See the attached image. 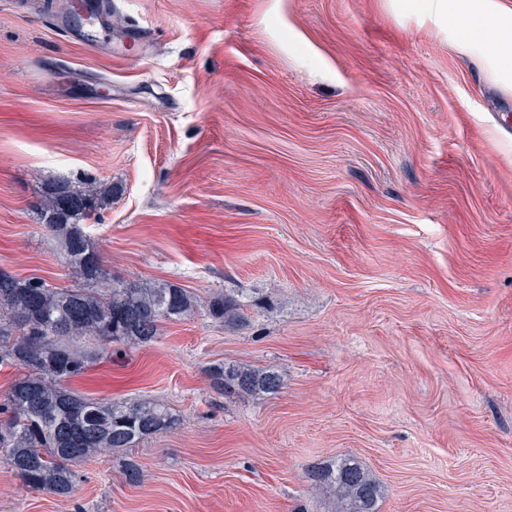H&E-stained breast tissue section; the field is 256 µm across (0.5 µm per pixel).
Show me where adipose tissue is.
<instances>
[{
  "label": "adipose tissue",
  "instance_id": "1",
  "mask_svg": "<svg viewBox=\"0 0 512 512\" xmlns=\"http://www.w3.org/2000/svg\"><path fill=\"white\" fill-rule=\"evenodd\" d=\"M430 14L446 21L456 32V45L469 51L473 40L470 19L473 15L495 17L496 22L484 30L480 42L485 58L512 62V18L504 16L498 0H424Z\"/></svg>",
  "mask_w": 512,
  "mask_h": 512
}]
</instances>
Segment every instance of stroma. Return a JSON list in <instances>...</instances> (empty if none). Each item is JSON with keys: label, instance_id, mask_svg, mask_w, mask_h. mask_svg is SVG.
<instances>
[{"label": "stroma", "instance_id": "obj_1", "mask_svg": "<svg viewBox=\"0 0 512 512\" xmlns=\"http://www.w3.org/2000/svg\"><path fill=\"white\" fill-rule=\"evenodd\" d=\"M66 2L0 0V270L72 284L35 206L110 185L114 276L248 322L100 353L71 389L178 426L67 498L0 462V512H327L306 471L343 456L380 512H512V78L421 0H98L91 38ZM222 360L285 386L224 398ZM246 306L239 295L224 293L208 302L206 309L210 316L224 323L226 327H237L245 322L243 307Z\"/></svg>", "mask_w": 512, "mask_h": 512}]
</instances>
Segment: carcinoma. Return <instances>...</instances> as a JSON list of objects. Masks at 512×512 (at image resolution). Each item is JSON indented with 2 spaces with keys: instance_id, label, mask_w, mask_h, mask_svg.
<instances>
[{
  "instance_id": "cac0c4a2",
  "label": "carcinoma",
  "mask_w": 512,
  "mask_h": 512,
  "mask_svg": "<svg viewBox=\"0 0 512 512\" xmlns=\"http://www.w3.org/2000/svg\"><path fill=\"white\" fill-rule=\"evenodd\" d=\"M112 197V188L84 190L68 180L47 184L40 226L63 249L64 267L79 283L57 287L41 277L0 273V365L23 376L0 403V459L29 491L68 497L74 467L103 451L129 449L173 429L178 418L158 401L82 396L68 382L108 347L146 344L164 321L182 319L197 300L173 283L113 277L87 232V220ZM244 302L225 293L208 302L210 316L226 327L245 322ZM226 398L275 395L285 385L272 367L220 362L209 372ZM311 483L335 498L334 512H380L381 487L354 457L312 466Z\"/></svg>"
}]
</instances>
